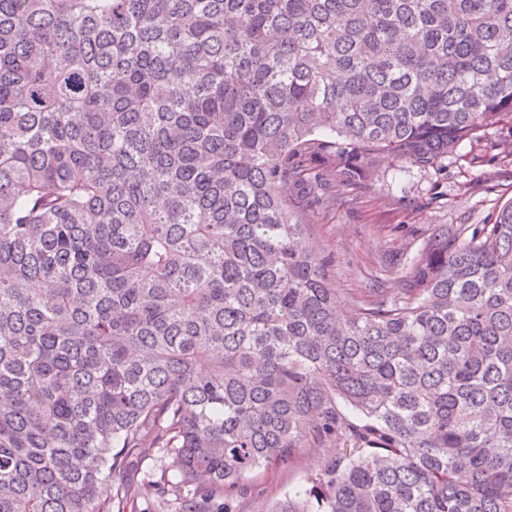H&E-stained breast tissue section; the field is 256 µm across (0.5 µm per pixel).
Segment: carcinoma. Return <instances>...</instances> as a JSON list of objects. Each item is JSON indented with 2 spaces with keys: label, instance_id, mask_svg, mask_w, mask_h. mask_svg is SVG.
I'll list each match as a JSON object with an SVG mask.
<instances>
[{
  "label": "carcinoma",
  "instance_id": "obj_1",
  "mask_svg": "<svg viewBox=\"0 0 512 512\" xmlns=\"http://www.w3.org/2000/svg\"><path fill=\"white\" fill-rule=\"evenodd\" d=\"M506 118L512 0H0V512H237L328 443L273 512H512V202L364 303L290 192ZM335 448L326 444L317 454L303 452L290 467L269 469L255 479L250 494L241 499V512H267L293 487L309 484L321 468L324 456L334 454Z\"/></svg>",
  "mask_w": 512,
  "mask_h": 512
}]
</instances>
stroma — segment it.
Returning a JSON list of instances; mask_svg holds the SVG:
<instances>
[{"mask_svg": "<svg viewBox=\"0 0 512 512\" xmlns=\"http://www.w3.org/2000/svg\"><path fill=\"white\" fill-rule=\"evenodd\" d=\"M512 121L461 141L441 170L382 158L364 168L356 183L313 185L303 214L309 237L329 255L330 282L340 295L374 301L378 288H399L413 274L418 252L433 228L490 224L512 202ZM332 447L302 453L292 466L255 479L241 512H270L289 489L308 485Z\"/></svg>", "mask_w": 512, "mask_h": 512, "instance_id": "35a3bbf8", "label": "stroma"}]
</instances>
